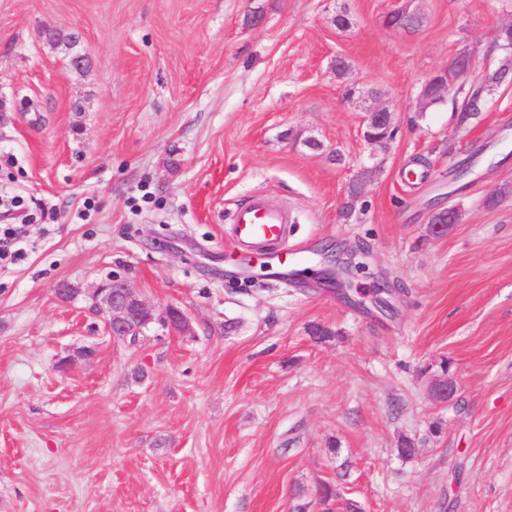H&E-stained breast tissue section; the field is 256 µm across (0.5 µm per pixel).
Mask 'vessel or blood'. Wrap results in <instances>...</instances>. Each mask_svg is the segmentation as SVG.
<instances>
[{
  "label": "vessel or blood",
  "instance_id": "1",
  "mask_svg": "<svg viewBox=\"0 0 512 512\" xmlns=\"http://www.w3.org/2000/svg\"><path fill=\"white\" fill-rule=\"evenodd\" d=\"M293 218L288 210L261 195L247 196L230 214L229 240L239 251L289 258L299 254L289 241Z\"/></svg>",
  "mask_w": 512,
  "mask_h": 512
}]
</instances>
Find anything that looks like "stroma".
Instances as JSON below:
<instances>
[{
    "mask_svg": "<svg viewBox=\"0 0 512 512\" xmlns=\"http://www.w3.org/2000/svg\"><path fill=\"white\" fill-rule=\"evenodd\" d=\"M407 4L422 26L388 29ZM510 23L512 0H0V213L33 216L0 265V512H512V197L485 204L512 81L464 125L452 94L416 112L460 53L468 82L494 69ZM251 193L296 218L290 279L224 241ZM439 205L461 216L435 237ZM334 248L368 251L348 278L391 308L317 290ZM113 276L191 332L110 336L89 293ZM393 114L388 107L382 105H374L366 109V115L363 117V124H365L364 138L369 144L382 146L391 140L389 136L377 137L374 130L375 127L384 126L387 132L394 131Z\"/></svg>",
    "mask_w": 512,
    "mask_h": 512,
    "instance_id": "35a3bbf8",
    "label": "stroma"
}]
</instances>
